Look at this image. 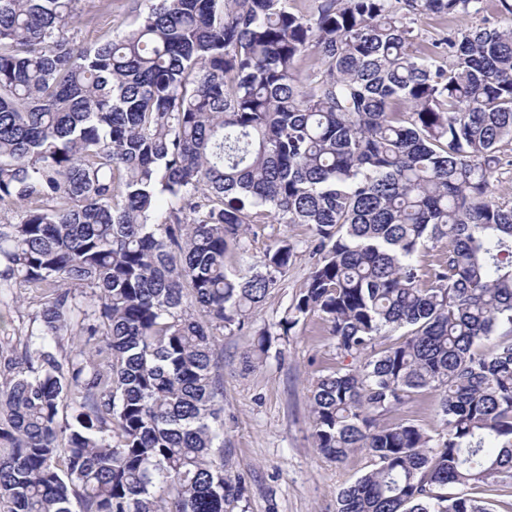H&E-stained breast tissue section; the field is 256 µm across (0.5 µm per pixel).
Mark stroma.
Masks as SVG:
<instances>
[{"mask_svg":"<svg viewBox=\"0 0 512 512\" xmlns=\"http://www.w3.org/2000/svg\"><path fill=\"white\" fill-rule=\"evenodd\" d=\"M149 0H81L80 18L70 32L79 45H91L130 30ZM298 244V254L278 288L255 310L243 330L225 334L220 350L224 408V471L241 478L243 512H334L336 494L370 468L363 452L335 464L319 454L311 438V386L320 374L344 362L310 316L289 335L276 337L274 354L247 370L245 352L256 334L284 315L307 276L314 233L305 224H262L246 241L245 257L260 259L281 237Z\"/></svg>","mask_w":512,"mask_h":512,"instance_id":"35a3bbf8","label":"stroma"}]
</instances>
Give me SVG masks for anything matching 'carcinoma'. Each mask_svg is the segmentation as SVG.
<instances>
[{"label":"carcinoma","mask_w":512,"mask_h":512,"mask_svg":"<svg viewBox=\"0 0 512 512\" xmlns=\"http://www.w3.org/2000/svg\"><path fill=\"white\" fill-rule=\"evenodd\" d=\"M77 2L0 0V296L32 307L0 371V512H234L220 342L298 254L228 268L252 224L312 226L278 328L317 314L352 358L310 397L324 457L375 460L336 512H493L467 489L512 487V27L413 45L425 14L512 0H155L84 49ZM424 393L440 432L382 422ZM499 155L502 164L491 188L492 196L500 202L512 204V143L503 144Z\"/></svg>","instance_id":"carcinoma-1"}]
</instances>
